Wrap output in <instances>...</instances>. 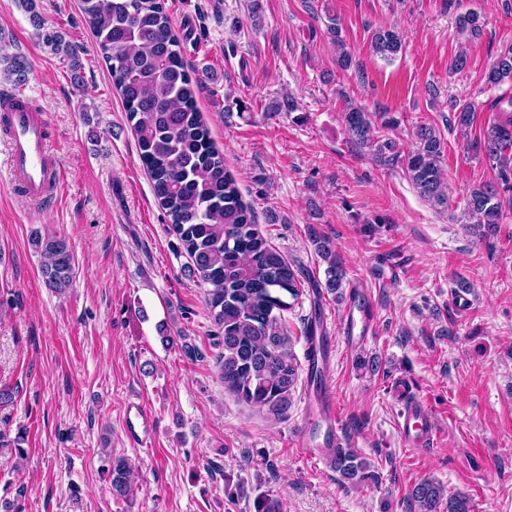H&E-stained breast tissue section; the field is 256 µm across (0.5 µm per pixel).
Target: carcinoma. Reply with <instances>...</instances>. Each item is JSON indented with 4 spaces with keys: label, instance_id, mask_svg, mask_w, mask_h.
<instances>
[{
    "label": "carcinoma",
    "instance_id": "cac0c4a2",
    "mask_svg": "<svg viewBox=\"0 0 512 512\" xmlns=\"http://www.w3.org/2000/svg\"><path fill=\"white\" fill-rule=\"evenodd\" d=\"M18 2L29 14L42 44L68 58L73 78L80 79L76 53L60 32L46 26L36 0ZM81 12L109 65L156 198L192 259L193 276L207 285L205 302L221 333L216 365L224 388L278 418L288 410L298 373L285 348L277 313L292 307L285 297L295 301L300 296L297 275L256 228L235 178L211 141L195 105L199 79L185 68L181 42L163 0H81ZM458 28L469 38L479 35V15L468 12L459 16ZM402 47L395 29L380 28L373 34L374 52L387 60ZM7 72L15 82H25L28 67L24 58L8 59ZM486 81L490 86L512 82V49L492 64ZM344 123L352 139L373 151L379 161L397 157L394 142L379 135L371 113L348 105ZM474 149L502 165L503 185L512 182L504 163L506 153L512 151L511 117L487 126ZM444 151L440 132L420 125L405 163L419 195L440 207L448 204ZM467 213L476 219L474 227L480 234L494 233L502 221L497 188L488 184L473 187ZM316 244L329 263L328 288L336 290L342 286L343 270L326 242L319 239ZM32 245L45 258L41 276L46 286L57 292L71 288L74 256L69 241L62 235L37 233ZM25 441L22 432L12 439L0 432V448H12L20 457L25 455ZM332 465L351 483L365 479V463L351 448L336 451ZM108 474L112 497L131 501L134 479L128 459L109 457ZM412 498L419 512H438L443 488L424 479L413 487Z\"/></svg>",
    "mask_w": 512,
    "mask_h": 512
}]
</instances>
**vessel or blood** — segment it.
I'll list each match as a JSON object with an SVG mask.
<instances>
[{
	"label": "vessel or blood",
	"mask_w": 512,
	"mask_h": 512,
	"mask_svg": "<svg viewBox=\"0 0 512 512\" xmlns=\"http://www.w3.org/2000/svg\"><path fill=\"white\" fill-rule=\"evenodd\" d=\"M0 111L8 119L7 166L13 184L34 202L56 200L63 182L64 171L49 145L47 114L37 109L23 91L0 94ZM372 316L364 303L350 300L345 311L342 340L349 345L366 342L371 333ZM392 393L400 402L397 416L400 435L409 447L420 449L433 446L437 436V419L432 410L414 396L407 379L393 382ZM155 416L139 399L125 407L124 429L134 443L143 445L154 436ZM340 434L337 399L329 387H322L311 403V415L303 425L296 448L308 457L324 459L343 447Z\"/></svg>",
	"instance_id": "1"
}]
</instances>
